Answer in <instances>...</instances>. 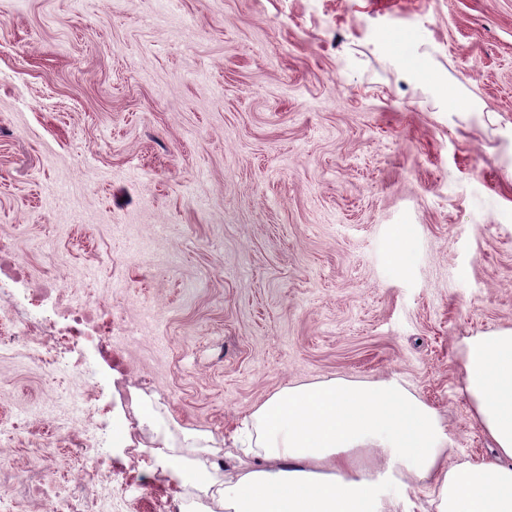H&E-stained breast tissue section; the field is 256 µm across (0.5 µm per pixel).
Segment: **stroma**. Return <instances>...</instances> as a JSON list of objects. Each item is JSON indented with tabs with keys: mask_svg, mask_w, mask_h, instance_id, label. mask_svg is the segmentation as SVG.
Instances as JSON below:
<instances>
[{
	"mask_svg": "<svg viewBox=\"0 0 512 512\" xmlns=\"http://www.w3.org/2000/svg\"><path fill=\"white\" fill-rule=\"evenodd\" d=\"M0 253V512L191 505L162 455L211 467L334 377L397 381L492 459L462 349L512 329V0H0ZM50 284L107 348L37 358ZM121 378L169 434L81 448L68 396L100 390L110 432Z\"/></svg>",
	"mask_w": 512,
	"mask_h": 512,
	"instance_id": "35a3bbf8",
	"label": "stroma"
}]
</instances>
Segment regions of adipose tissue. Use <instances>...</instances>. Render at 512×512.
<instances>
[{
    "label": "adipose tissue",
    "mask_w": 512,
    "mask_h": 512,
    "mask_svg": "<svg viewBox=\"0 0 512 512\" xmlns=\"http://www.w3.org/2000/svg\"><path fill=\"white\" fill-rule=\"evenodd\" d=\"M463 376L492 459L449 462L436 411L396 381L330 378L251 414L256 459L225 471L221 512H396L386 489L402 476L436 512H512V330L466 338Z\"/></svg>",
    "instance_id": "1"
}]
</instances>
